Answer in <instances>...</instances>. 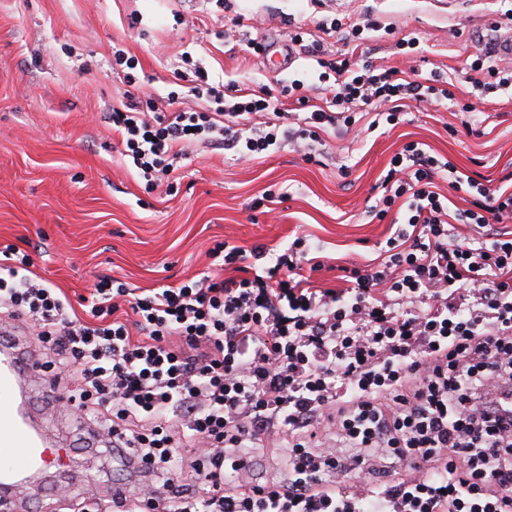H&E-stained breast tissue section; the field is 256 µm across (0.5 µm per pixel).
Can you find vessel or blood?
<instances>
[{
	"label": "vessel or blood",
	"instance_id": "1",
	"mask_svg": "<svg viewBox=\"0 0 512 512\" xmlns=\"http://www.w3.org/2000/svg\"><path fill=\"white\" fill-rule=\"evenodd\" d=\"M33 357L0 352V512H13L24 494L19 476L61 465L58 450L50 448L32 421L19 411Z\"/></svg>",
	"mask_w": 512,
	"mask_h": 512
}]
</instances>
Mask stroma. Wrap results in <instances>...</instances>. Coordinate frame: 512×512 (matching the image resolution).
<instances>
[{
  "instance_id": "1",
  "label": "stroma",
  "mask_w": 512,
  "mask_h": 512,
  "mask_svg": "<svg viewBox=\"0 0 512 512\" xmlns=\"http://www.w3.org/2000/svg\"><path fill=\"white\" fill-rule=\"evenodd\" d=\"M333 18L365 29L358 59L378 68L406 64L420 78L439 72L456 86V103L405 107L397 125L360 138L334 132L308 162L290 143L249 162L194 143L154 187L121 153L105 118L127 95L156 101L191 78L182 59H200L210 75L240 87L280 90L318 72L345 46L326 34ZM304 31L303 44L291 40ZM512 35V0H0V249L33 259L32 271L71 302L109 274L144 290L219 274L207 252L217 243L286 249L310 236L324 266L316 286L337 285V267L377 265L392 229L372 218L374 186L409 141L423 143L458 171L498 188L512 174V101L466 83V65L490 42ZM419 45L399 55L396 42ZM274 47L272 60L247 43ZM139 60L138 81L112 70L113 47ZM476 107L463 130L459 107ZM57 444H75L74 407L34 392ZM27 490L28 512H51L52 485L89 498L118 484L134 489L132 469L98 449L49 471Z\"/></svg>"
}]
</instances>
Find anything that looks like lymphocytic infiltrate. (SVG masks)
<instances>
[{"instance_id": "obj_1", "label": "lymphocytic infiltrate", "mask_w": 512, "mask_h": 512, "mask_svg": "<svg viewBox=\"0 0 512 512\" xmlns=\"http://www.w3.org/2000/svg\"><path fill=\"white\" fill-rule=\"evenodd\" d=\"M474 88L512 91V61L479 55ZM208 109L161 112L128 97L109 120L146 181L187 144L252 160L293 140L306 149L358 106L397 125L404 101H454L447 84L328 61L319 99L295 80L280 94L226 86L192 69ZM303 109L284 119L283 96ZM417 142L390 160L374 218L402 226L376 268H343L341 287L310 279L323 263L306 238L273 253L219 245L231 270L149 291L99 278L82 310L33 278L28 255L0 250V332L28 331L53 386L67 390L110 452L138 465L133 493L68 498V512H512V192L452 173ZM478 236L452 235L453 222ZM285 448L284 477L254 482L253 451Z\"/></svg>"}]
</instances>
